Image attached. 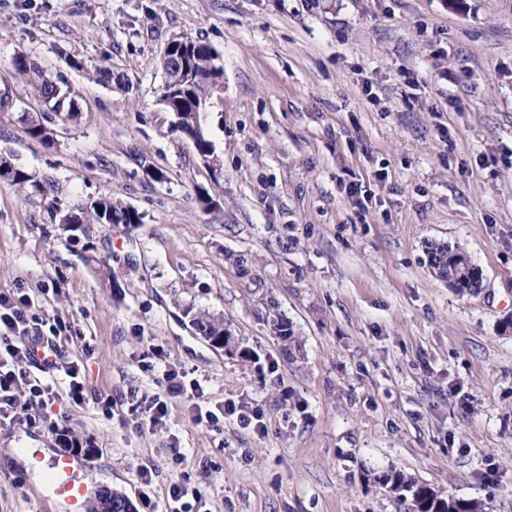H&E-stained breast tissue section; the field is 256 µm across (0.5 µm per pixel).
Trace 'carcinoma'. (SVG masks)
<instances>
[{
	"mask_svg": "<svg viewBox=\"0 0 512 512\" xmlns=\"http://www.w3.org/2000/svg\"><path fill=\"white\" fill-rule=\"evenodd\" d=\"M216 55L211 47L190 40L185 49L183 60L171 58L164 61L165 81L162 101L169 111L181 114L182 120L175 123L176 130L185 133L191 128L193 119L203 120L208 111L214 91L221 85L223 66L216 63ZM14 66L17 72L28 79L38 96L52 104L55 112L66 111L73 115L77 108L66 102L64 93L58 84L41 66L26 53L15 54ZM46 118L26 117L25 132L32 138L45 144L54 142L53 131L45 124ZM0 164L9 168L13 181L21 188L41 198L45 203L48 217L53 224H65L72 210H77L81 224H140L142 217L133 207L123 204L105 194L88 200L66 201L56 181L39 178L0 158ZM455 249L444 244H434L429 249L430 267L435 273L451 278L450 270L456 267L452 262ZM195 326L202 331H214L223 322L206 311L193 314ZM381 482L392 491L405 492L411 497V512H485V504L474 499H459L453 495L444 496L435 489L418 484L397 471L390 470L381 477Z\"/></svg>",
	"mask_w": 512,
	"mask_h": 512,
	"instance_id": "cac0c4a2",
	"label": "carcinoma"
}]
</instances>
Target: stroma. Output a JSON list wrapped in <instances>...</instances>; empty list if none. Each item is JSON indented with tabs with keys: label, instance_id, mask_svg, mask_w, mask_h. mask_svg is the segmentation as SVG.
<instances>
[{
	"label": "stroma",
	"instance_id": "obj_1",
	"mask_svg": "<svg viewBox=\"0 0 512 512\" xmlns=\"http://www.w3.org/2000/svg\"><path fill=\"white\" fill-rule=\"evenodd\" d=\"M182 36L224 67L205 115L217 169L161 100ZM20 51L61 78L76 119L16 72ZM99 65L124 84L96 82ZM1 90V156L142 221L66 230L0 176V294L59 318L87 388L73 404L54 373L34 426L19 393L0 424V512H67L37 467L59 454L133 512L174 483L208 512H410L379 480L391 469L512 512V0H0ZM26 113L48 118L53 146ZM435 242L471 256L478 290L434 277ZM191 309L244 357L210 346ZM171 370L210 410L256 408L264 433L196 425L183 401L149 427L132 406Z\"/></svg>",
	"mask_w": 512,
	"mask_h": 512
}]
</instances>
